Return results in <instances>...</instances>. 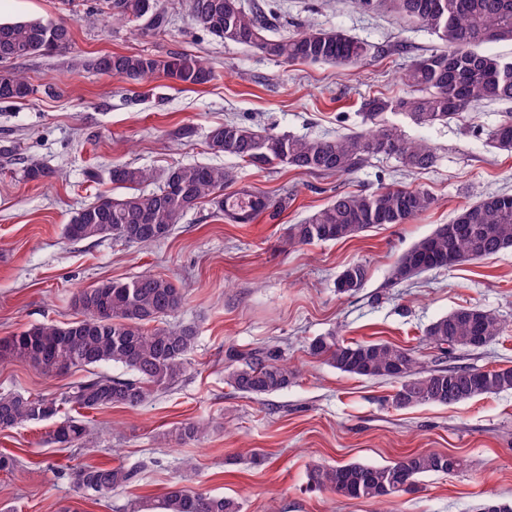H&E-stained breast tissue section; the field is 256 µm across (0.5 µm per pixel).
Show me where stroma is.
I'll return each mask as SVG.
<instances>
[{"label": "stroma", "mask_w": 512, "mask_h": 512, "mask_svg": "<svg viewBox=\"0 0 512 512\" xmlns=\"http://www.w3.org/2000/svg\"><path fill=\"white\" fill-rule=\"evenodd\" d=\"M103 0H0V20H64L73 42L66 52L16 61L35 89L22 103H0V338L33 323L76 317L73 294L106 279L151 272L189 286L179 322L196 327L191 371L140 408L92 413L100 437L93 448L46 442L51 422L0 431V452L23 457L0 472V504L16 512H131L167 492L178 475L187 485L238 498L243 512H377L378 506L308 489V467L361 461L382 465L414 452L464 458V470L432 474L418 492L397 497L388 512H478L489 498L512 499V391L452 406L396 410L391 382L362 379L317 362L306 345L336 332L348 342L381 340L411 349L421 368L512 365V249L488 260L432 270L400 284L389 272L398 256L450 223L489 193L512 194V153L491 148L487 134L512 113V103L484 102L445 125L418 128L401 115L393 123L424 137L438 161L405 171L379 156L349 176L291 167L259 171L214 156L205 145L211 125L238 119L295 136L360 130L365 99L407 93L403 74L417 57L442 48L430 30L357 0H243L263 5L268 34L283 38L302 26L340 27L369 46L358 65L284 64L245 46L214 40L194 26L186 0H159L165 31H147L100 16ZM165 56L188 52L209 61L214 79L187 87L163 76L133 85L87 69L104 53ZM195 125L191 142L177 140ZM37 157L58 173L48 184L28 182L23 168ZM153 171L206 163L235 169L238 186L287 207L276 219L233 224L204 205L187 213L168 238L149 247L107 239L78 243L63 235L73 212L112 191L115 164ZM380 186L421 187L434 205L406 224L370 229L337 242L292 247L288 228L322 208L335 192ZM368 269L355 293L335 282L351 263ZM462 306L496 314L505 329L480 350L442 352L424 338L427 325ZM279 351L298 376L288 389L260 399L224 382L228 348ZM82 372L50 377L26 363L0 366V392L54 394ZM217 418L220 429L199 443L161 446L158 435L180 423ZM267 457L250 464L248 449ZM124 465L135 480L99 500L67 477L84 464Z\"/></svg>", "instance_id": "stroma-1"}]
</instances>
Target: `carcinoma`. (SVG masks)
Returning a JSON list of instances; mask_svg holds the SVG:
<instances>
[{"mask_svg": "<svg viewBox=\"0 0 512 512\" xmlns=\"http://www.w3.org/2000/svg\"><path fill=\"white\" fill-rule=\"evenodd\" d=\"M112 17L134 25L144 19L161 30L168 18L158 0H106ZM390 7L400 19L418 23L444 41L445 47L417 58L405 74L413 92L398 98L375 97L365 104V128L345 135L307 137L260 131L252 125L226 120L210 127L205 144L211 154L232 157L245 166L264 169L284 165L321 175L348 176L369 158L387 155L403 168L426 170L437 160L434 147L423 138L406 136L383 116L391 112L417 127L447 124L483 101L512 102V58L484 51L480 45L512 42V0H358ZM194 23L210 36L252 48L287 64L355 65L364 61L368 45L340 29L313 25L281 39L266 35L258 10H245L241 0H188ZM72 43L65 21L27 19L0 23V100L25 101L33 93L29 80L6 63L30 56L53 55ZM95 72L134 84L162 75L187 86L214 78L213 67L201 57L174 52L166 57L104 53L89 62ZM491 146L512 152V116L488 132ZM26 180L47 183L55 172L30 159ZM149 169L115 164L110 181L121 195H101L75 212L64 225L72 241L108 238L148 246L167 239L183 216L208 204L214 213L236 224H251L266 213L276 218L284 202L255 191L233 189L235 172L210 164H177L161 175V185ZM434 197L422 188L380 187L373 191L338 192L331 200L289 229V241L310 245L346 240L371 228L406 224L429 210ZM512 248V195L490 193L461 209L449 224L403 251L390 270L395 283L422 273L489 259ZM367 267L354 262L339 278L363 286ZM186 288L168 278L142 273L128 281L103 280L79 289L72 297L77 318L57 324H32L0 339V364L22 361L47 376L82 369L87 376L51 395L0 393V430L55 420L47 442L64 448H92L98 438L88 414L112 408L135 410L159 390L175 387L188 372L187 356L197 340L191 325L174 323L185 305ZM495 314L476 306L457 308L431 322L427 341L437 348L482 349L503 332ZM316 360L351 376L397 383L392 405L405 410L420 405L454 406L478 397L512 390V366L484 370L435 368L423 370L413 352L382 341L345 342L334 333L308 342ZM226 383L250 398L288 388L296 370L275 353L257 350L246 356L231 350ZM117 367L129 374L115 378L103 371ZM218 427L214 419L185 422L162 435L161 442L202 441ZM465 466L460 457L441 452H417L389 464L360 461L336 466L314 464L308 473L312 492H329L350 500L387 504L396 496L413 494L420 479L448 474ZM85 495L107 498L137 476L124 466L92 465L70 473ZM132 512H242L236 498L188 487L177 479L161 498Z\"/></svg>", "mask_w": 512, "mask_h": 512, "instance_id": "1", "label": "carcinoma"}]
</instances>
